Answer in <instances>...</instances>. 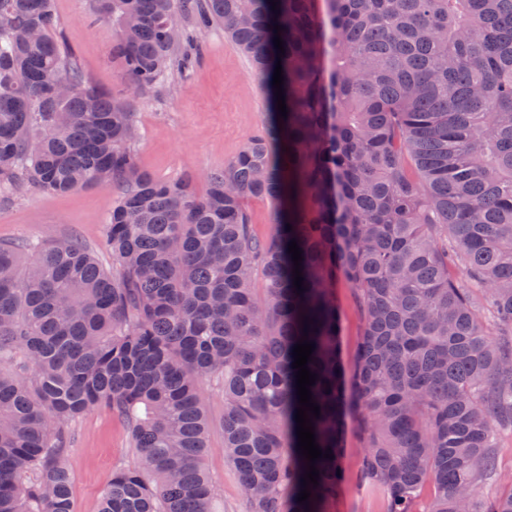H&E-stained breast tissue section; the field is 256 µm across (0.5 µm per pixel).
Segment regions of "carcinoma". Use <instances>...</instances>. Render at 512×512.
Listing matches in <instances>:
<instances>
[{"mask_svg": "<svg viewBox=\"0 0 512 512\" xmlns=\"http://www.w3.org/2000/svg\"><path fill=\"white\" fill-rule=\"evenodd\" d=\"M97 11L143 92L224 26L268 93L267 119L204 174V193L192 176L158 181L131 152L126 98L92 85L58 39L55 0H0V195L122 187L103 219L110 270L76 238L0 242V512H73L67 428L98 408L126 425L138 457L112 472L99 512H213L211 385L245 512H330L351 421L361 479L386 512H419L426 486V512H512V492L483 496L496 430L512 429V0H97ZM251 198L274 213L266 236ZM339 281L362 319L349 365ZM304 335L320 407L308 418L333 454L315 461V487L303 485L295 420Z\"/></svg>", "mask_w": 512, "mask_h": 512, "instance_id": "1", "label": "carcinoma"}]
</instances>
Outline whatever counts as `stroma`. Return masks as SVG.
<instances>
[{
    "instance_id": "obj_1",
    "label": "stroma",
    "mask_w": 512,
    "mask_h": 512,
    "mask_svg": "<svg viewBox=\"0 0 512 512\" xmlns=\"http://www.w3.org/2000/svg\"><path fill=\"white\" fill-rule=\"evenodd\" d=\"M56 13L86 79L112 94L129 96L139 130L132 151L140 167L160 180L198 176L223 167L242 149L263 121L267 99L251 74L248 60L232 48L222 27L204 32L201 50L186 74L169 77L154 91L129 94L127 79L112 54L111 21L99 17L96 0H55ZM120 192L118 186L93 187L56 195L43 192L0 197V241L73 236L83 241L104 267L111 256L100 246L101 222ZM341 314L345 362H352L361 340L359 305L345 284L335 288ZM66 456L75 476L74 512H98L113 469L132 465L136 455L127 430L106 409L85 413L70 427ZM362 442L347 433L343 458L344 489L331 512H384L385 499L360 479ZM206 466L212 476L217 512H243L239 483L224 460V435L212 429Z\"/></svg>"
}]
</instances>
